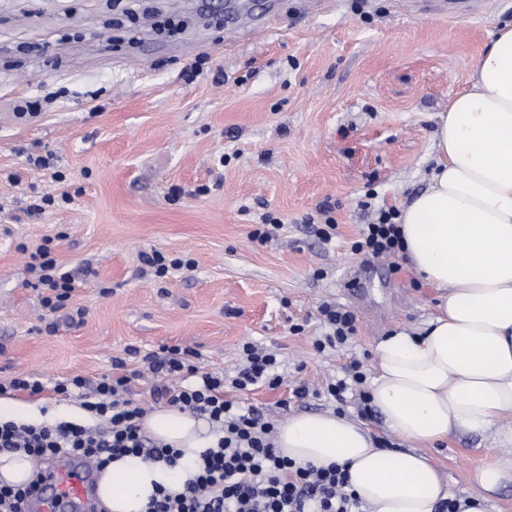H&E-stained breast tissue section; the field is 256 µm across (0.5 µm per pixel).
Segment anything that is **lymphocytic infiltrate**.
Listing matches in <instances>:
<instances>
[{
    "instance_id": "lymphocytic-infiltrate-1",
    "label": "lymphocytic infiltrate",
    "mask_w": 512,
    "mask_h": 512,
    "mask_svg": "<svg viewBox=\"0 0 512 512\" xmlns=\"http://www.w3.org/2000/svg\"><path fill=\"white\" fill-rule=\"evenodd\" d=\"M397 210L382 209L352 245L354 251L377 259H390L403 248ZM38 285L46 289L42 305L51 312L65 307L75 284L62 272L50 248L43 247L29 265ZM320 313L330 331L314 347L344 345L356 333V317L348 310L322 304ZM245 366L233 379L240 390L277 388L275 354L254 344L243 346ZM197 352L178 346L149 355V367L164 378L155 386V401L206 418L217 440L187 469L182 488L159 487L144 512H363V503L348 489L346 467L299 465L279 455L274 446V425L256 407H243L224 397V377L197 364ZM129 377L113 373L96 385L81 377L58 384V393L85 390L84 408L104 421V429L72 422L31 425L0 422V453L21 452L32 461L62 453L81 456L106 466L125 454L151 463L176 465L180 454L144 435L139 421L145 410L130 397Z\"/></svg>"
}]
</instances>
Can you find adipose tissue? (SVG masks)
Here are the masks:
<instances>
[{
    "label": "adipose tissue",
    "instance_id": "ef3b65f1",
    "mask_svg": "<svg viewBox=\"0 0 512 512\" xmlns=\"http://www.w3.org/2000/svg\"><path fill=\"white\" fill-rule=\"evenodd\" d=\"M430 187L397 223L413 272L439 291L424 326L401 327L375 346L372 406L406 449L380 447L361 423L331 412L287 417L275 446L303 464L347 466L371 512H437L448 485L426 448L459 431L500 428L512 442V25L497 32L468 88L440 113ZM141 427L182 451L169 468L126 455L103 470L108 512H143L157 486L182 482L209 442L203 422L174 408ZM460 512H485L512 484V445L476 476Z\"/></svg>",
    "mask_w": 512,
    "mask_h": 512
}]
</instances>
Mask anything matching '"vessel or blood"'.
<instances>
[{
	"label": "vessel or blood",
	"mask_w": 512,
	"mask_h": 512,
	"mask_svg": "<svg viewBox=\"0 0 512 512\" xmlns=\"http://www.w3.org/2000/svg\"><path fill=\"white\" fill-rule=\"evenodd\" d=\"M99 477V468L70 455L62 456L55 469L44 471L22 508L24 512H55L64 504L70 512H87L97 500Z\"/></svg>",
	"instance_id": "b4317fda"
}]
</instances>
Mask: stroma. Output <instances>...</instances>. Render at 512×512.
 <instances>
[{"mask_svg":"<svg viewBox=\"0 0 512 512\" xmlns=\"http://www.w3.org/2000/svg\"><path fill=\"white\" fill-rule=\"evenodd\" d=\"M0 0V384L36 405L43 422L77 418L78 395L54 387L94 381L124 360L133 398L155 409L145 355L165 346L198 352L204 370L236 377L242 346L275 351L282 385L227 397L273 421L342 411L389 439L377 411L321 397L352 360L375 374L374 347L418 327L436 289L405 256L366 261L352 249L376 210L403 208L426 190L439 113L463 91L493 35L512 23V0H486L452 18L440 0ZM266 14L263 34L238 25V8ZM40 103L36 118L18 105ZM50 157L62 181L30 168ZM62 208L35 212L45 195ZM336 220L318 233L322 206ZM281 219L270 241L249 233ZM51 245L75 281L66 312L42 320L30 256ZM159 252L193 260L159 277ZM330 303L353 312L351 343L317 351ZM304 330L293 334L292 324ZM30 376L45 390L13 391ZM306 384L311 394L289 400ZM497 429L457 433L429 449L451 498L503 448Z\"/></svg>","mask_w":512,"mask_h":512,"instance_id":"obj_1","label":"stroma"}]
</instances>
